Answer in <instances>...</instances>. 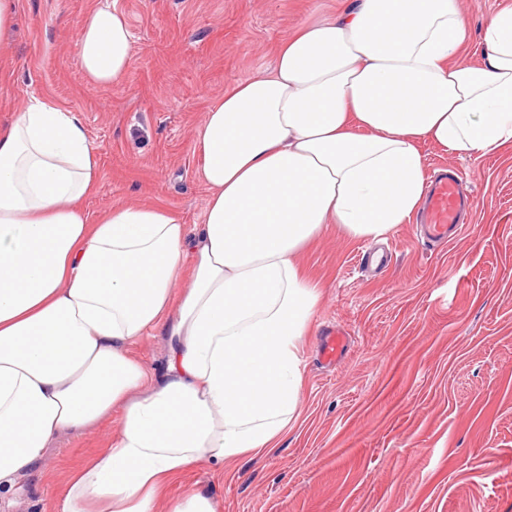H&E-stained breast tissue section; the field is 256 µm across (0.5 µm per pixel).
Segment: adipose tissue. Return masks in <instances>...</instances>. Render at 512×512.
<instances>
[{
	"mask_svg": "<svg viewBox=\"0 0 512 512\" xmlns=\"http://www.w3.org/2000/svg\"><path fill=\"white\" fill-rule=\"evenodd\" d=\"M468 38L458 0H351L301 25L205 112L194 232L160 203L91 215L100 170L79 117L41 99L14 112L0 126V486L117 410L57 512H221L168 491L198 466L270 455L297 423L320 299L301 249L327 224L378 239L405 223L426 187L421 143L479 157L512 142V9L486 20L481 63ZM76 45L94 84L127 71L120 0L91 7ZM151 331L155 373L130 350Z\"/></svg>",
	"mask_w": 512,
	"mask_h": 512,
	"instance_id": "ef3b65f1",
	"label": "adipose tissue"
}]
</instances>
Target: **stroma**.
Masks as SVG:
<instances>
[{"label":"stroma","instance_id":"35a3bbf8","mask_svg":"<svg viewBox=\"0 0 512 512\" xmlns=\"http://www.w3.org/2000/svg\"><path fill=\"white\" fill-rule=\"evenodd\" d=\"M95 0H18L0 56V124L27 99L76 112L99 156L87 200L97 214L160 202L201 223L208 191L196 129L234 83L273 60L278 42L344 0H121L135 53L98 87L76 62V32ZM478 60L486 18L512 0H459ZM427 171H461L466 224L429 246L416 225L385 237L388 266H359L372 239L330 224L299 256L322 292L302 342L301 418L270 456L220 472L202 465L171 494L200 491L224 512H512V144L482 157L420 147ZM354 345L322 362L327 327ZM104 422L60 438L0 512H54L72 464L105 447Z\"/></svg>","mask_w":512,"mask_h":512}]
</instances>
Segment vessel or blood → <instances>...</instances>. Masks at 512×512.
I'll return each mask as SVG.
<instances>
[{"label":"vessel or blood","mask_w":512,"mask_h":512,"mask_svg":"<svg viewBox=\"0 0 512 512\" xmlns=\"http://www.w3.org/2000/svg\"><path fill=\"white\" fill-rule=\"evenodd\" d=\"M468 200L463 179L458 173L442 174L430 184L425 201L428 243H444L452 239L460 229V213ZM348 345L349 340L344 332L328 331L321 344L322 360L335 362Z\"/></svg>","instance_id":"vessel-or-blood-1"}]
</instances>
